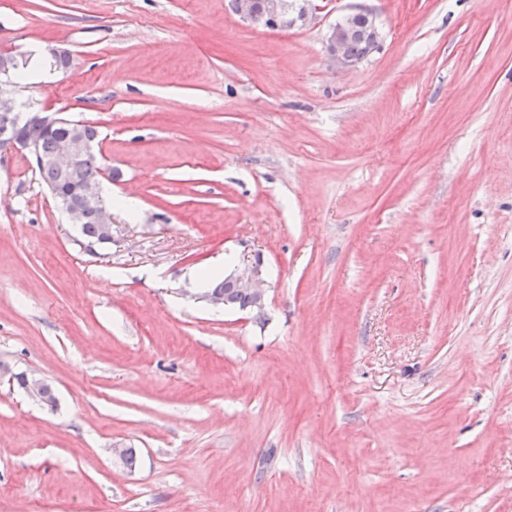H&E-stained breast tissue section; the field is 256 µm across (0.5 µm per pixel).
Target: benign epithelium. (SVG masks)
<instances>
[{
    "mask_svg": "<svg viewBox=\"0 0 512 512\" xmlns=\"http://www.w3.org/2000/svg\"><path fill=\"white\" fill-rule=\"evenodd\" d=\"M234 8L238 15L258 27L282 28L293 27L299 21H306L312 9L303 6L298 13L290 11L288 0H234ZM360 38L368 46V52L379 48L380 30L376 15L367 9L352 8L330 28L327 35L328 52L334 64L340 68L351 67L360 59L352 56L350 43ZM18 68L17 59L7 53L0 54V87L15 85L13 73ZM26 120L32 124L49 128L65 127L66 134L58 140L54 155L43 157L35 144L22 138L16 139L14 148L22 156L39 165L50 164L64 170L77 162L89 150L88 142L78 132L79 124L68 120L58 112L32 105L24 112ZM50 193L59 208L73 224H79L83 211L87 208L95 210L98 223L102 224L107 237H112L114 221L112 210L102 204L99 181L91 179L75 190L51 189ZM264 271L260 261L238 264L227 275L228 288L224 292L202 293L200 299L212 307H228L232 302L233 291L249 295L253 309H262L265 300Z\"/></svg>",
    "mask_w": 512,
    "mask_h": 512,
    "instance_id": "7a95c632",
    "label": "benign epithelium"
}]
</instances>
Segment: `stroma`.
<instances>
[{"mask_svg": "<svg viewBox=\"0 0 512 512\" xmlns=\"http://www.w3.org/2000/svg\"><path fill=\"white\" fill-rule=\"evenodd\" d=\"M35 42L114 241L0 150V512H512V0H0V52ZM257 256L262 312L199 300ZM302 6L294 15L290 11L288 0H234V8L238 15L258 27L282 28L293 27L297 21H306L312 8H308L313 0H303ZM353 18L361 19L362 25L359 27L353 26ZM356 38L362 39L368 46L366 56L379 48L381 34L377 17L372 11L363 8H352L330 28L327 35L328 52L334 64L339 68L354 66L364 58L352 56V54L361 56L366 51V45L361 40L353 41Z\"/></svg>", "mask_w": 512, "mask_h": 512, "instance_id": "1", "label": "stroma"}]
</instances>
